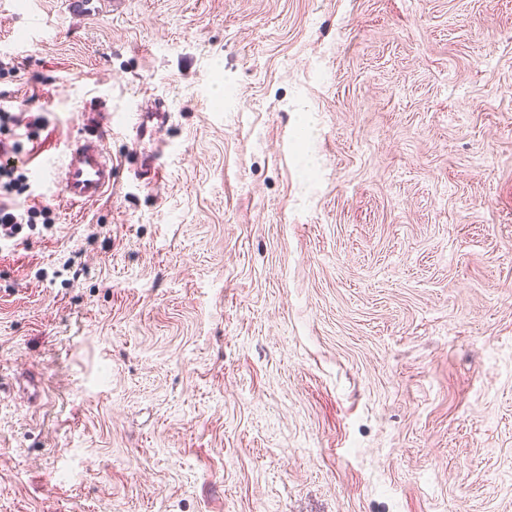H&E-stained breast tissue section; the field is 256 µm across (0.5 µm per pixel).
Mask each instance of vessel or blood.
Returning <instances> with one entry per match:
<instances>
[{
    "label": "vessel or blood",
    "mask_w": 512,
    "mask_h": 512,
    "mask_svg": "<svg viewBox=\"0 0 512 512\" xmlns=\"http://www.w3.org/2000/svg\"><path fill=\"white\" fill-rule=\"evenodd\" d=\"M120 165L103 145L99 132L89 131L68 145L62 163L44 166L40 176L73 205L93 204L118 185Z\"/></svg>",
    "instance_id": "obj_1"
}]
</instances>
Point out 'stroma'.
Returning <instances> with one entry per match:
<instances>
[{"label": "stroma", "mask_w": 512, "mask_h": 512, "mask_svg": "<svg viewBox=\"0 0 512 512\" xmlns=\"http://www.w3.org/2000/svg\"><path fill=\"white\" fill-rule=\"evenodd\" d=\"M10 3L0 512H512V0ZM26 112H10L7 109L0 108V161H6L9 156L5 154L17 153L20 149V143L16 140L10 142L8 136L11 135L12 127L24 126L27 130V138L32 140L39 136L38 122L27 120ZM8 132V133H4ZM4 136V138H2ZM121 165L103 145L99 132H85L67 146L61 164L42 166L41 180L46 181L75 206L101 201L110 189L118 186ZM10 164L0 163V239L10 241L18 237L26 225L30 230L37 226V218H42L45 230L52 231L55 226L48 207H36L21 204L12 196L18 183L25 178Z\"/></svg>", "instance_id": "1"}]
</instances>
